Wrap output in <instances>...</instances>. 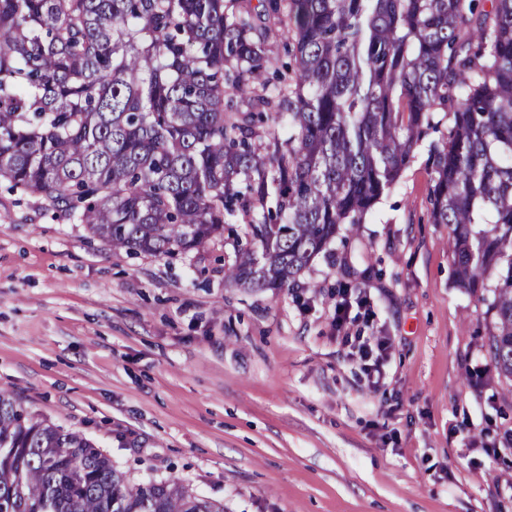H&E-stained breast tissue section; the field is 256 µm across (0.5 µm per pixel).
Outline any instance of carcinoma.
Masks as SVG:
<instances>
[{
    "instance_id": "carcinoma-1",
    "label": "carcinoma",
    "mask_w": 512,
    "mask_h": 512,
    "mask_svg": "<svg viewBox=\"0 0 512 512\" xmlns=\"http://www.w3.org/2000/svg\"><path fill=\"white\" fill-rule=\"evenodd\" d=\"M293 40L276 84L267 33ZM428 145L430 218L461 288L498 283L512 381V0H0V179L114 251H200L239 218L225 281L297 288ZM0 512H224L128 481L0 392Z\"/></svg>"
}]
</instances>
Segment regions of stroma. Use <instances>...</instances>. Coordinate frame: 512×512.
Here are the masks:
<instances>
[{
  "mask_svg": "<svg viewBox=\"0 0 512 512\" xmlns=\"http://www.w3.org/2000/svg\"><path fill=\"white\" fill-rule=\"evenodd\" d=\"M431 179L422 146L293 290L227 283L229 239L113 252L0 182V390L224 512H512L492 290L456 285ZM340 288L372 302L351 334L391 343L379 386L336 331Z\"/></svg>",
  "mask_w": 512,
  "mask_h": 512,
  "instance_id": "obj_1",
  "label": "stroma"
}]
</instances>
